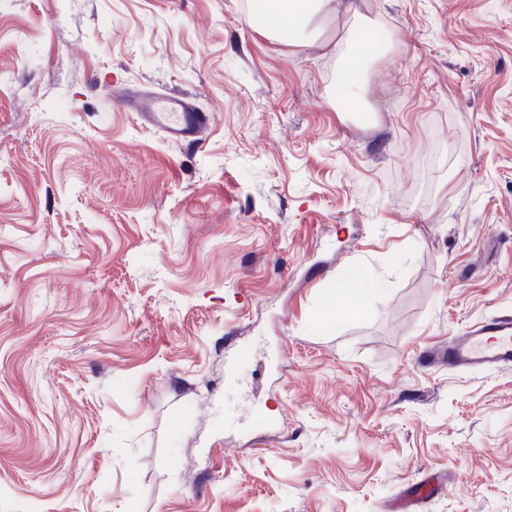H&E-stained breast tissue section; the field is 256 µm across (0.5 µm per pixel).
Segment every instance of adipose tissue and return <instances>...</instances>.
I'll return each instance as SVG.
<instances>
[{
  "instance_id": "ef3b65f1",
  "label": "adipose tissue",
  "mask_w": 512,
  "mask_h": 512,
  "mask_svg": "<svg viewBox=\"0 0 512 512\" xmlns=\"http://www.w3.org/2000/svg\"><path fill=\"white\" fill-rule=\"evenodd\" d=\"M259 9L253 12L256 26L275 40L299 42L312 19L319 14L336 12L335 0H256ZM347 14L357 23L354 40L349 42L336 81V100L341 111L363 112L367 109L364 93L377 61L394 51L395 39L378 33L370 20L349 0Z\"/></svg>"
}]
</instances>
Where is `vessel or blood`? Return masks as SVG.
Listing matches in <instances>:
<instances>
[{"label": "vessel or blood", "instance_id": "b4317fda", "mask_svg": "<svg viewBox=\"0 0 512 512\" xmlns=\"http://www.w3.org/2000/svg\"><path fill=\"white\" fill-rule=\"evenodd\" d=\"M124 102L142 123L162 131L167 139L175 143L193 144L201 141L211 121L209 113L200 111L188 99L179 96L135 90L125 95ZM419 361L429 367L452 370L510 367L512 317H490L448 345L425 351Z\"/></svg>", "mask_w": 512, "mask_h": 512}]
</instances>
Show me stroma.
Wrapping results in <instances>:
<instances>
[{"label":"stroma","instance_id":"obj_1","mask_svg":"<svg viewBox=\"0 0 512 512\" xmlns=\"http://www.w3.org/2000/svg\"><path fill=\"white\" fill-rule=\"evenodd\" d=\"M247 2L0 0V512H512V368L417 363L512 315V0H359L366 127L344 11L289 47ZM346 13L357 22L354 40L348 43L336 81V100L340 112H369L364 93L377 61L394 51L397 40L378 33L370 20L347 1ZM124 102L142 123L162 131L174 143L201 141L211 121L210 113L184 97L135 90L125 95ZM378 288H372L371 284L363 283L357 276L353 275L337 285L336 295L342 300L341 312L345 317L358 315L359 307L353 301L360 296L363 301L375 293Z\"/></svg>","mask_w":512,"mask_h":512}]
</instances>
